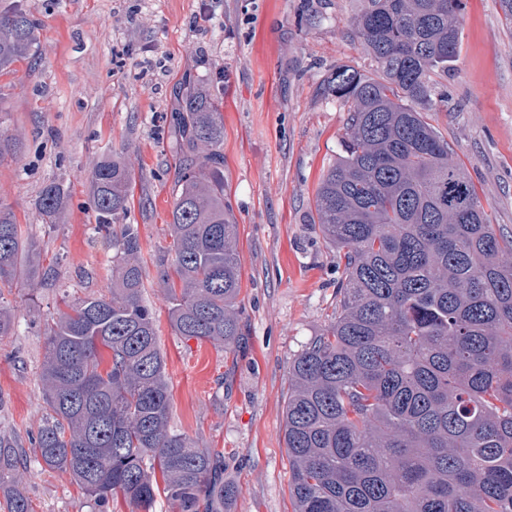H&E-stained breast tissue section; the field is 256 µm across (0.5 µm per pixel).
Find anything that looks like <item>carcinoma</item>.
I'll return each instance as SVG.
<instances>
[{
	"mask_svg": "<svg viewBox=\"0 0 512 512\" xmlns=\"http://www.w3.org/2000/svg\"><path fill=\"white\" fill-rule=\"evenodd\" d=\"M462 0H359L353 25L376 75L340 65L341 154L316 189V220L343 266L325 329L290 362L285 444L293 512H512V234L495 232L473 182L418 106L438 107ZM38 28L0 10V73L32 57ZM161 283L176 335L232 351L241 335L237 222L224 199V117L187 89ZM20 151L0 129V161ZM131 174L95 164L89 191L115 260L111 296L65 303L39 374L49 413L26 448L0 434V512H33L19 469L69 474L91 505L224 512V453L170 426V386L144 300L141 246L125 223ZM55 180L39 216L57 223ZM40 276V253L0 204V285ZM110 352L102 367L100 349ZM164 487H159L156 474Z\"/></svg>",
	"mask_w": 512,
	"mask_h": 512,
	"instance_id": "carcinoma-1",
	"label": "carcinoma"
}]
</instances>
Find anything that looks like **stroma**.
I'll list each match as a JSON object with an SVG mask.
<instances>
[{"instance_id":"stroma-1","label":"stroma","mask_w":512,"mask_h":512,"mask_svg":"<svg viewBox=\"0 0 512 512\" xmlns=\"http://www.w3.org/2000/svg\"><path fill=\"white\" fill-rule=\"evenodd\" d=\"M40 24L35 55L0 76V124L22 144L0 162V203L41 253L32 284L0 287L16 318L0 338V432L26 439L46 414L39 373L63 298L110 295L112 235L100 229L88 176L116 157L133 174L128 223L138 228L144 298L171 389V425L224 453L236 487L225 512H292L284 443L288 365L337 301L335 249L313 224L315 189L342 150L347 114L328 81L336 66L375 64L355 34L356 0H0ZM462 39L429 118L466 166L497 230L512 232V24L498 0H464ZM221 102L224 185L238 224L242 335L232 353L183 341L160 278L184 79ZM65 187L59 223L39 194ZM34 512H91L68 474H20ZM65 189L62 183L55 180L47 183L39 197V216L45 224H56Z\"/></svg>"}]
</instances>
